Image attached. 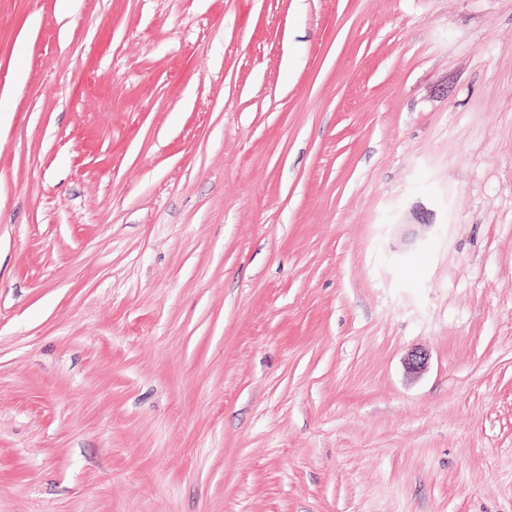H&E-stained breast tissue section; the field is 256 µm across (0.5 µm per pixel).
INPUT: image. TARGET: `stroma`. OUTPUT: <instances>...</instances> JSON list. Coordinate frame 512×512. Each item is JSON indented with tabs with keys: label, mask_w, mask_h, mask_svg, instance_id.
Returning <instances> with one entry per match:
<instances>
[{
	"label": "stroma",
	"mask_w": 512,
	"mask_h": 512,
	"mask_svg": "<svg viewBox=\"0 0 512 512\" xmlns=\"http://www.w3.org/2000/svg\"><path fill=\"white\" fill-rule=\"evenodd\" d=\"M0 98V512H512V0H0Z\"/></svg>",
	"instance_id": "obj_1"
}]
</instances>
